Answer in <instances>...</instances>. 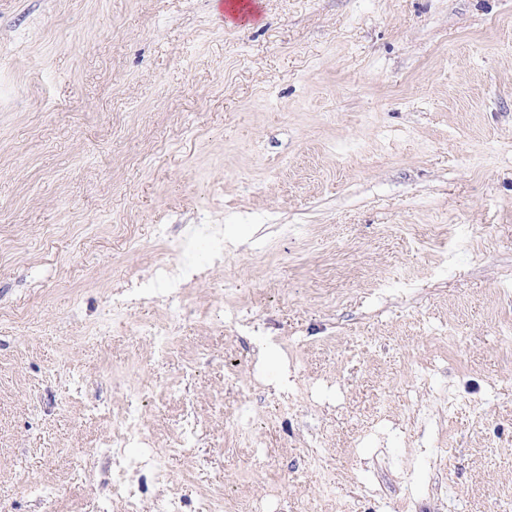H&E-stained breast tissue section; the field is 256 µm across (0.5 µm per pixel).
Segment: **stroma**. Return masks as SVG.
Here are the masks:
<instances>
[{"label": "stroma", "mask_w": 512, "mask_h": 512, "mask_svg": "<svg viewBox=\"0 0 512 512\" xmlns=\"http://www.w3.org/2000/svg\"><path fill=\"white\" fill-rule=\"evenodd\" d=\"M224 2L0 0V512H512V0ZM146 441L149 442L140 424L137 405H134L133 411L128 416V422L125 424L120 441L116 444H120V448H125L130 443H146Z\"/></svg>", "instance_id": "35a3bbf8"}]
</instances>
